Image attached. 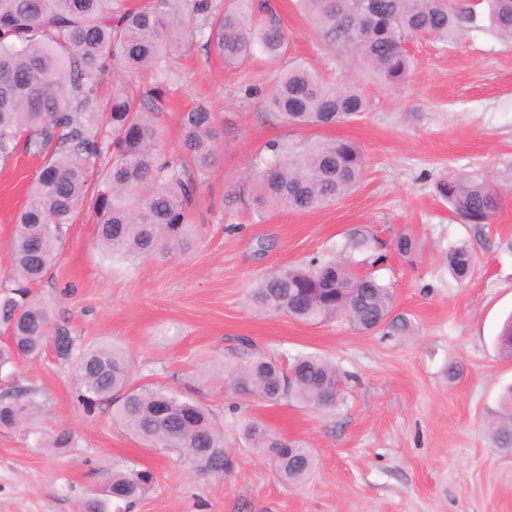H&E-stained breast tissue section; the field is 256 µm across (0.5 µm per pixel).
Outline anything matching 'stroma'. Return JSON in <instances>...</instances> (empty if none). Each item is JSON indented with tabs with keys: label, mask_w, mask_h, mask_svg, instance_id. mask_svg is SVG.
Returning a JSON list of instances; mask_svg holds the SVG:
<instances>
[{
	"label": "stroma",
	"mask_w": 512,
	"mask_h": 512,
	"mask_svg": "<svg viewBox=\"0 0 512 512\" xmlns=\"http://www.w3.org/2000/svg\"><path fill=\"white\" fill-rule=\"evenodd\" d=\"M267 2L288 35L282 60L258 54L230 66L193 37L169 54L164 72L104 76L108 95L133 85L149 98L162 88L157 120L171 152L182 147L183 112L200 104L215 112L217 159L183 249L133 262L96 249L89 212L68 226L48 279L33 292L52 308V331L73 344L69 355L50 347L15 372L19 384L40 389L44 407L30 424L0 428V512H87L105 473L143 466L157 483L128 512H512V453L494 447L485 428L512 384V359L494 344L512 314V42L482 14L454 41L406 38L413 66L392 86L329 47L295 0ZM298 64L326 82L362 87L366 111L320 129L281 121L262 98L280 70ZM310 136L361 147L367 170L355 191L309 212H258L234 201L267 142ZM39 166L23 155L0 164V276L11 265L14 215ZM457 172L499 189L493 223H465L437 194V182ZM359 231L375 239L382 262L345 252ZM401 233L417 244L410 255L395 249ZM461 240L477 258L463 284L444 260ZM316 255L393 283L395 310L412 321L413 335L360 333L340 319L310 325L251 306L249 291L266 273ZM243 337L285 366L302 353L328 358L346 376L344 403L270 405L237 391L224 369L239 363ZM112 344L131 354L140 382L213 411L234 450L230 472L199 473L171 449L144 446L111 408L85 410L74 366L86 349ZM451 364L459 368L453 379ZM248 418L312 448L316 468L305 482L284 483L247 447L240 425ZM61 429L78 436L71 452L43 445Z\"/></svg>",
	"instance_id": "35a3bbf8"
}]
</instances>
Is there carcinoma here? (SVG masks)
I'll return each mask as SVG.
<instances>
[{"instance_id": "1", "label": "carcinoma", "mask_w": 512, "mask_h": 512, "mask_svg": "<svg viewBox=\"0 0 512 512\" xmlns=\"http://www.w3.org/2000/svg\"><path fill=\"white\" fill-rule=\"evenodd\" d=\"M177 3L142 0L129 7L124 0H0V163L20 153L42 161L13 227L11 270L0 281V325L7 335L0 343V372L33 362L45 351L51 310L32 296L30 286L51 270L63 228L84 202L89 173L101 187L90 204L98 248L109 256L143 259L183 242L188 212L214 166L220 135L214 112L201 105L183 113L182 151L169 154L144 100L118 91L99 110L105 72L112 66L128 74L160 72L171 45L192 34L214 46L229 65L257 50L271 59L288 52L285 32L264 2L258 4V20L231 11L213 14L209 0H197L190 16L175 8ZM478 6L490 27L512 41V0L457 8L448 0H298L328 45L354 54L372 76L391 85L403 82L411 70L407 36L451 39ZM263 103L288 123L308 128L334 125L367 107L357 87L337 88L302 66L283 72ZM365 168L361 149L349 139L291 146L273 141L256 155L252 173L234 187L233 197L246 207L318 210L355 190ZM436 188L469 224H489L500 209L498 191L484 178L454 173ZM446 261L455 281L463 283L476 255L461 241L446 252ZM394 294L390 283L357 276L334 258L314 257L306 266L271 272L249 298L264 312L286 313L304 323L343 318L362 333L381 329L407 336L412 323L393 314ZM231 378L239 390L270 404L293 395L331 408L345 399L343 375L328 359L301 354L286 374L277 361L254 352L248 340ZM74 380L87 412L113 403L116 421L144 443L177 449L200 473L232 469L224 433L214 426L211 412L177 392L136 382L133 360L123 350L98 346L84 352ZM42 408L36 388L17 383L0 392V426H24ZM242 435L287 483L305 481L315 467L311 449L261 422H245ZM491 437L497 447L512 449V386L500 398ZM46 447L71 450L77 437L63 429ZM104 484L111 495L90 505V512H123L154 488L156 473L149 467L114 470Z\"/></svg>"}]
</instances>
